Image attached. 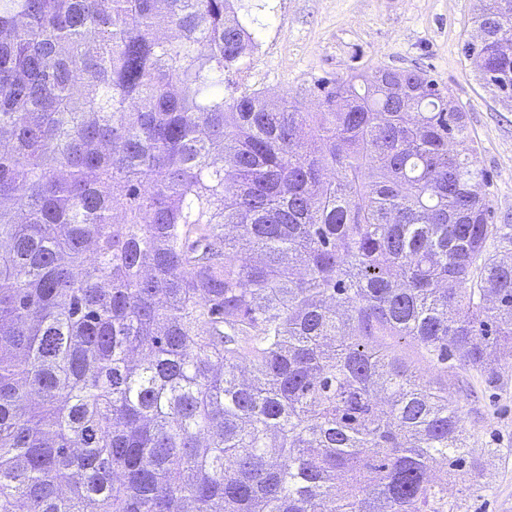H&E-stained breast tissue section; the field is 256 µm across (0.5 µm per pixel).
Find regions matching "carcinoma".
<instances>
[{
	"mask_svg": "<svg viewBox=\"0 0 512 512\" xmlns=\"http://www.w3.org/2000/svg\"><path fill=\"white\" fill-rule=\"evenodd\" d=\"M242 0H0V512H469L512 225L448 87L224 79ZM465 57L512 106V0ZM388 342L395 345L396 349L403 353L407 359L416 366L424 369L426 378L437 377V370H431L427 364L422 360L416 347L407 339H399L398 337L388 338Z\"/></svg>",
	"mask_w": 512,
	"mask_h": 512,
	"instance_id": "carcinoma-1",
	"label": "carcinoma"
}]
</instances>
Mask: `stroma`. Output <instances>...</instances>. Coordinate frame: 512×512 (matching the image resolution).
Returning <instances> with one entry per match:
<instances>
[{
  "label": "stroma",
  "mask_w": 512,
  "mask_h": 512,
  "mask_svg": "<svg viewBox=\"0 0 512 512\" xmlns=\"http://www.w3.org/2000/svg\"><path fill=\"white\" fill-rule=\"evenodd\" d=\"M260 45L241 75L228 76L225 96L237 86L288 96L317 111L320 81L379 66L419 69L448 86L467 113L479 148L476 166L489 175L497 223L512 219V108L480 84L464 57L475 0H265ZM492 387L477 384L462 420L475 458L483 463V491L470 512H512V358Z\"/></svg>",
  "instance_id": "stroma-1"
}]
</instances>
